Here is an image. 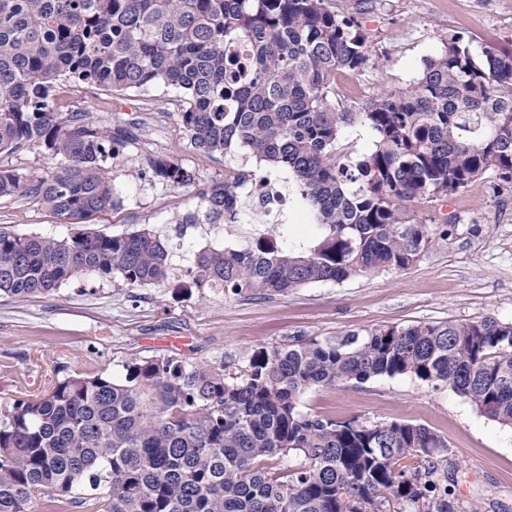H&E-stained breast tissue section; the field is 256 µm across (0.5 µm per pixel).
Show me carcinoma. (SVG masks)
<instances>
[{
  "label": "carcinoma",
  "instance_id": "obj_1",
  "mask_svg": "<svg viewBox=\"0 0 512 512\" xmlns=\"http://www.w3.org/2000/svg\"><path fill=\"white\" fill-rule=\"evenodd\" d=\"M357 22L330 0H0V152L45 149L36 178L0 168V197L28 196L69 224L120 206L106 157L132 135L55 111L64 80L117 93L182 89L196 148L237 149L291 172L288 194L307 218V245L287 227L245 248L193 253L176 275L169 237L144 228L58 239L0 231V295L36 297L84 275L132 288H222L272 294L403 270L429 238L405 203L467 188L491 173L512 184V51L451 35L413 84L356 112L331 103L336 74L370 61ZM244 46L250 67L232 70ZM373 147L352 162L336 151L349 126ZM144 175L193 182L168 159ZM237 173L198 194L188 224H234L266 200L243 199ZM376 377L441 383L512 427V322H423L254 351L243 374L176 357L105 367L55 381L0 407V512H460L436 490L448 442L401 421L308 416L317 387ZM293 454L298 467L267 460Z\"/></svg>",
  "mask_w": 512,
  "mask_h": 512
}]
</instances>
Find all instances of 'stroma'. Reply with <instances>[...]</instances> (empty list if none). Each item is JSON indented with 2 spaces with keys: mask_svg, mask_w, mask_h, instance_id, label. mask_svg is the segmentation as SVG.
<instances>
[{
  "mask_svg": "<svg viewBox=\"0 0 512 512\" xmlns=\"http://www.w3.org/2000/svg\"><path fill=\"white\" fill-rule=\"evenodd\" d=\"M355 17L371 50L369 66L336 76L335 102L357 110L382 90L416 81L426 58L454 33L477 45L512 50V0H331ZM181 91L157 85L118 94L65 82L57 91L63 115L112 126H135L107 165L120 209L67 224L36 201L0 198V229L67 238L80 230L121 235L150 227L174 235L178 219L197 206L200 189L256 162L234 152L197 149L182 121ZM191 171L192 184L172 187L142 178L147 156ZM485 175L463 191L410 203L415 222L429 225V243L413 266L346 282H320L272 295L207 289L182 293L173 284L132 288L109 277L64 282L37 297H0V406L13 404L74 372L106 366L121 377L128 364L174 355L243 371L258 348L362 333L374 328L493 317L512 321V188L496 190ZM246 214L235 224L185 228L174 262L187 269L193 252L245 245L258 233L278 232ZM303 412L338 421H412L445 438L438 488H451L462 506L512 512V428L481 414L443 385L408 377H379L336 389L316 388Z\"/></svg>",
  "mask_w": 512,
  "mask_h": 512,
  "instance_id": "1",
  "label": "stroma"
}]
</instances>
